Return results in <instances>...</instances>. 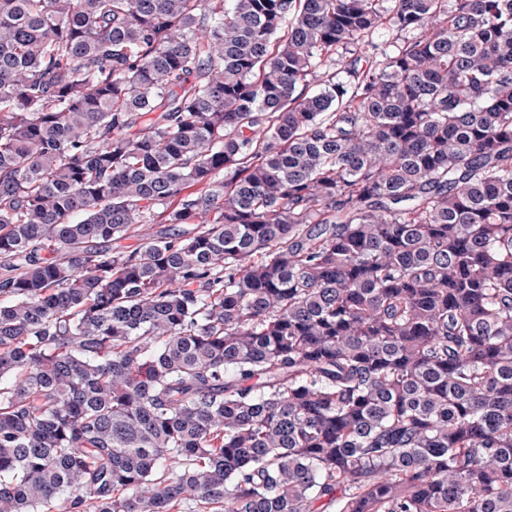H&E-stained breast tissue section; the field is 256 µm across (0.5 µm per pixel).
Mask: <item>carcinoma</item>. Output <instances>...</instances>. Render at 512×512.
Instances as JSON below:
<instances>
[{
    "instance_id": "obj_1",
    "label": "carcinoma",
    "mask_w": 512,
    "mask_h": 512,
    "mask_svg": "<svg viewBox=\"0 0 512 512\" xmlns=\"http://www.w3.org/2000/svg\"><path fill=\"white\" fill-rule=\"evenodd\" d=\"M332 506L512 512V0H0V512Z\"/></svg>"
}]
</instances>
